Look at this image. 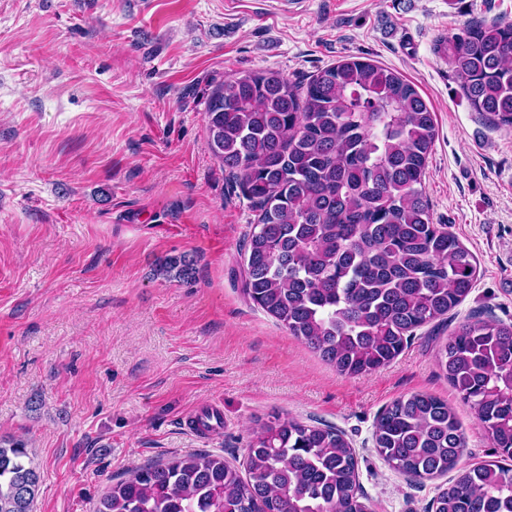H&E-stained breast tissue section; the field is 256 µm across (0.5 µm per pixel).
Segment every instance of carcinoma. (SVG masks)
Returning <instances> with one entry per match:
<instances>
[{
    "instance_id": "1",
    "label": "carcinoma",
    "mask_w": 512,
    "mask_h": 512,
    "mask_svg": "<svg viewBox=\"0 0 512 512\" xmlns=\"http://www.w3.org/2000/svg\"><path fill=\"white\" fill-rule=\"evenodd\" d=\"M448 63L471 109L512 130V23L449 36ZM206 123L255 212L243 295L338 373L384 367L471 293L475 258L432 222L424 191L434 113L399 73L354 57L304 84L251 72L213 89ZM161 271L186 279L193 262L170 257ZM437 366L500 459L460 466L467 436L455 410L422 393L377 416V452L415 481L456 472L432 512H512V323L471 317ZM245 471L209 453L156 462L113 483L96 512H369L355 450L326 425L257 424ZM40 485L27 442L0 440V512H31Z\"/></svg>"
}]
</instances>
